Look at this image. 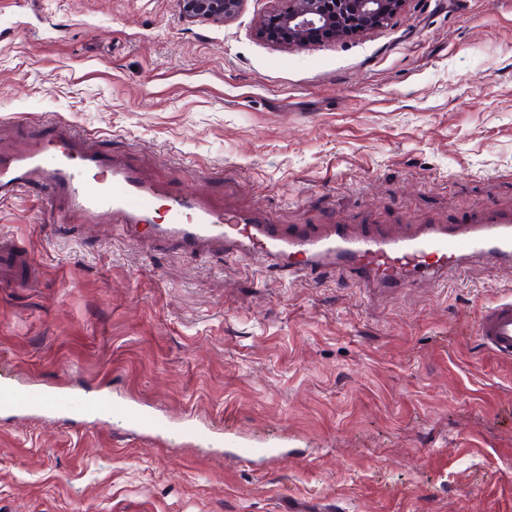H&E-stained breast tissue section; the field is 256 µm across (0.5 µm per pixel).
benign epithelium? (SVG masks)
Wrapping results in <instances>:
<instances>
[{
    "mask_svg": "<svg viewBox=\"0 0 512 512\" xmlns=\"http://www.w3.org/2000/svg\"><path fill=\"white\" fill-rule=\"evenodd\" d=\"M190 22H228L244 0H179ZM283 6L262 15L259 38L278 46L308 48L325 39L347 40L384 25L407 0H280Z\"/></svg>",
    "mask_w": 512,
    "mask_h": 512,
    "instance_id": "obj_1",
    "label": "benign epithelium"
}]
</instances>
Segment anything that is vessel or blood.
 Returning a JSON list of instances; mask_svg holds the SVG:
<instances>
[{
	"label": "vessel or blood",
	"instance_id": "1",
	"mask_svg": "<svg viewBox=\"0 0 512 512\" xmlns=\"http://www.w3.org/2000/svg\"><path fill=\"white\" fill-rule=\"evenodd\" d=\"M43 186L56 204L55 224H119L129 242L173 244L191 254L218 249L315 278L342 267L359 286L394 291L426 276L441 277L474 259L512 264V216L468 223L353 226L277 224L269 217L226 209L192 192L179 193L149 179L126 157L104 155L66 126L19 152L0 151V200ZM36 267L25 246L0 238V281L19 286ZM476 337L487 350L512 360V298L490 297ZM130 429L152 438L156 415L121 409Z\"/></svg>",
	"mask_w": 512,
	"mask_h": 512
}]
</instances>
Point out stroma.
Listing matches in <instances>:
<instances>
[{
  "mask_svg": "<svg viewBox=\"0 0 512 512\" xmlns=\"http://www.w3.org/2000/svg\"><path fill=\"white\" fill-rule=\"evenodd\" d=\"M274 6L192 23L178 0H0V146L65 124L279 224L512 213V0H408L305 49L256 36ZM50 206L0 202L39 267L0 285V382L52 400L0 410V512H512V362L475 336L512 266L375 294L57 228ZM123 403L167 432H128ZM242 442L292 453L260 471Z\"/></svg>",
  "mask_w": 512,
  "mask_h": 512,
  "instance_id": "35a3bbf8",
  "label": "stroma"
}]
</instances>
